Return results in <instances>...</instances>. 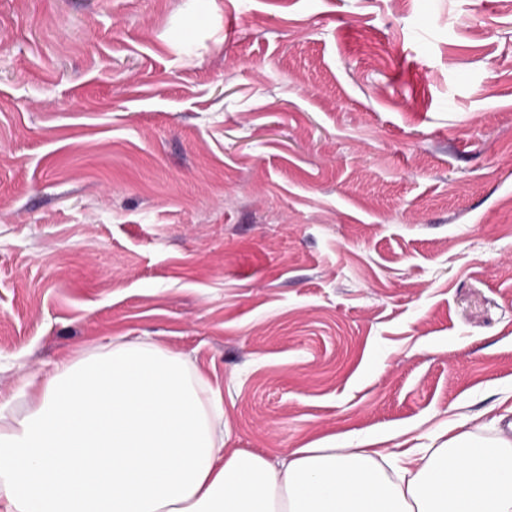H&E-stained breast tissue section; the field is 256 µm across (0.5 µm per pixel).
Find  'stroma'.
Wrapping results in <instances>:
<instances>
[{"label":"stroma","mask_w":512,"mask_h":512,"mask_svg":"<svg viewBox=\"0 0 512 512\" xmlns=\"http://www.w3.org/2000/svg\"><path fill=\"white\" fill-rule=\"evenodd\" d=\"M118 336L228 448L512 394V0H0V400Z\"/></svg>","instance_id":"35a3bbf8"}]
</instances>
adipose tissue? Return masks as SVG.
Segmentation results:
<instances>
[{
	"mask_svg": "<svg viewBox=\"0 0 512 512\" xmlns=\"http://www.w3.org/2000/svg\"><path fill=\"white\" fill-rule=\"evenodd\" d=\"M0 404V512H512V434L454 419L398 452L314 441L280 465L226 447L224 398L142 336L29 373Z\"/></svg>",
	"mask_w": 512,
	"mask_h": 512,
	"instance_id": "1",
	"label": "adipose tissue"
}]
</instances>
